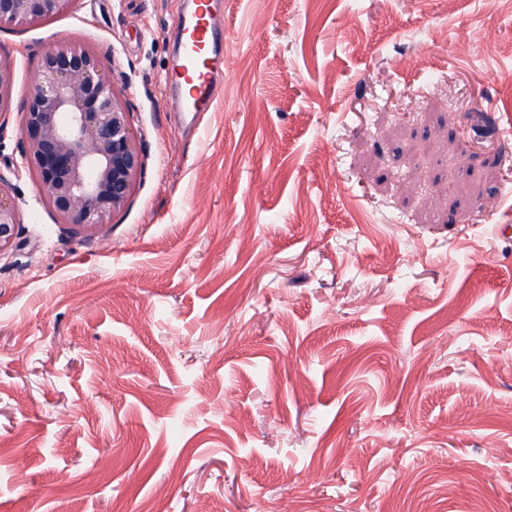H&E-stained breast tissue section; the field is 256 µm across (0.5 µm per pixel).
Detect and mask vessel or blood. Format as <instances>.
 Returning <instances> with one entry per match:
<instances>
[{"label":"vessel or blood","instance_id":"obj_1","mask_svg":"<svg viewBox=\"0 0 512 512\" xmlns=\"http://www.w3.org/2000/svg\"><path fill=\"white\" fill-rule=\"evenodd\" d=\"M223 10L221 0H194L182 21L173 67V75L181 84V111L207 112L215 104L226 64L221 46Z\"/></svg>","mask_w":512,"mask_h":512}]
</instances>
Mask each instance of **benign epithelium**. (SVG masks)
Masks as SVG:
<instances>
[{
    "label": "benign epithelium",
    "instance_id": "7a95c632",
    "mask_svg": "<svg viewBox=\"0 0 512 512\" xmlns=\"http://www.w3.org/2000/svg\"><path fill=\"white\" fill-rule=\"evenodd\" d=\"M74 0H0V24L23 27L67 11ZM13 65L0 57V112ZM22 161L59 223L93 234L124 210L145 169L130 112L96 54L77 41L44 54L22 122ZM13 188L0 178V253L21 224Z\"/></svg>",
    "mask_w": 512,
    "mask_h": 512
}]
</instances>
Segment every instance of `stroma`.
I'll return each instance as SVG.
<instances>
[{
  "instance_id": "stroma-1",
  "label": "stroma",
  "mask_w": 512,
  "mask_h": 512,
  "mask_svg": "<svg viewBox=\"0 0 512 512\" xmlns=\"http://www.w3.org/2000/svg\"><path fill=\"white\" fill-rule=\"evenodd\" d=\"M185 6L0 26V512H512V0H224L195 114ZM72 38L145 157L93 236L21 163ZM181 24V36L171 77L181 83L180 112H208L224 77L226 58L223 2L195 0ZM13 88V65L8 58L0 57V112L8 110ZM12 194L13 188L0 177V255L12 248L21 224Z\"/></svg>"
}]
</instances>
